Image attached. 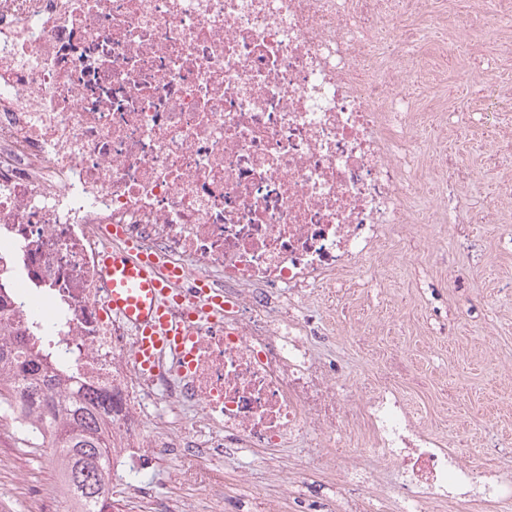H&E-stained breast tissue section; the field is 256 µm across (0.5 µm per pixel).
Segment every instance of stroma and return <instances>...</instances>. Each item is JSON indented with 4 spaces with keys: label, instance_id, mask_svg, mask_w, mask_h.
<instances>
[{
    "label": "stroma",
    "instance_id": "obj_1",
    "mask_svg": "<svg viewBox=\"0 0 512 512\" xmlns=\"http://www.w3.org/2000/svg\"><path fill=\"white\" fill-rule=\"evenodd\" d=\"M491 58L501 69L512 70V32L489 33L484 57L449 55L447 74L436 88L449 113L474 114L467 135L449 134L445 145L472 174L459 190L470 214L490 203L503 184L512 183V165L494 164L486 141L487 126H512V99L499 96L494 81L477 87L469 82L470 71ZM451 264L467 275L449 286L443 272ZM318 310L332 334V350L357 381L377 375L382 355L367 353L348 335L347 326L358 320L385 321L389 329L380 340L382 354L395 352L407 360L410 378L404 387L410 395L424 403L439 428L461 432L493 469L512 473V385L502 383L495 370L498 361L512 359V211L503 213L497 224L466 225L464 238L449 236L446 256L422 259L415 269L394 274L386 287L346 283L336 292H323ZM401 320L408 321V328L398 329ZM462 415L467 425H460ZM260 455V450L245 449L205 464L223 471L228 480L248 472L250 488L276 495L271 469L256 463ZM176 465L166 459L132 471L115 463L116 512H145L146 501L126 491L131 483L155 495L207 501L211 489L170 482ZM349 493L348 486L311 477L303 481L298 499L306 512H322L330 504H345ZM49 502L55 512H68L50 455L22 445L7 417H0V512H44Z\"/></svg>",
    "mask_w": 512,
    "mask_h": 512
}]
</instances>
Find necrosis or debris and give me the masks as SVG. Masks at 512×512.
<instances>
[{
    "instance_id": "necrosis-or-debris-1",
    "label": "necrosis or debris",
    "mask_w": 512,
    "mask_h": 512,
    "mask_svg": "<svg viewBox=\"0 0 512 512\" xmlns=\"http://www.w3.org/2000/svg\"><path fill=\"white\" fill-rule=\"evenodd\" d=\"M0 0V323L42 337L83 386L112 395L127 461L179 456L180 479L241 512L216 448L307 442L306 472L374 488L383 512H512V477L467 461L389 373L347 383L318 292L377 284L438 255V224H495L507 189L472 216L470 177L428 138L439 101L414 98L424 45L483 55L512 0ZM224 315L199 323L185 369L145 374L98 286L113 227ZM418 248L405 252L403 241Z\"/></svg>"
}]
</instances>
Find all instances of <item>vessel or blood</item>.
<instances>
[{
  "mask_svg": "<svg viewBox=\"0 0 512 512\" xmlns=\"http://www.w3.org/2000/svg\"><path fill=\"white\" fill-rule=\"evenodd\" d=\"M101 265V284L112 313L134 333L136 359L143 372H152L169 354L179 361L186 359V343L197 313L214 317L224 312L222 295L210 296L201 288L193 298H186L179 274L137 246L105 250ZM189 300L200 305V312L185 310Z\"/></svg>",
  "mask_w": 512,
  "mask_h": 512,
  "instance_id": "1",
  "label": "vessel or blood"
}]
</instances>
